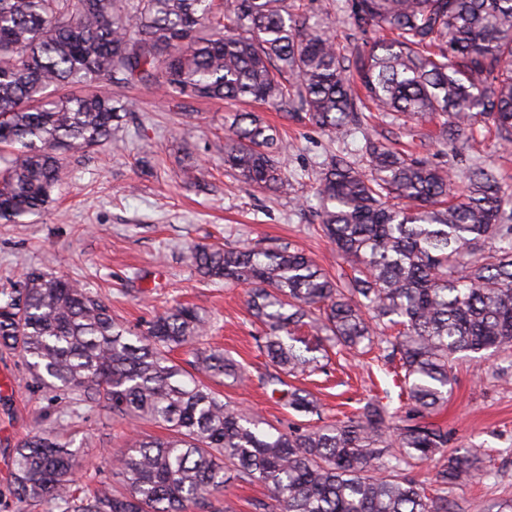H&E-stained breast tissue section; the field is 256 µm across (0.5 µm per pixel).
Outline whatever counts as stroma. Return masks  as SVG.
Returning a JSON list of instances; mask_svg holds the SVG:
<instances>
[{
    "label": "stroma",
    "instance_id": "stroma-1",
    "mask_svg": "<svg viewBox=\"0 0 512 512\" xmlns=\"http://www.w3.org/2000/svg\"><path fill=\"white\" fill-rule=\"evenodd\" d=\"M131 110L125 127L104 145L70 154L68 179L53 192V203L23 224L0 223V289L16 284L26 269L67 276L99 295L127 326L145 328L155 314L175 303L197 308L211 329L207 343L224 348L245 369L244 383H214L221 399L287 428L293 416L277 404L261 377L265 359L256 348L261 326L246 305V286L213 283L190 267L191 246L241 247L255 243L303 250L330 276L349 274L334 247L317 230L314 194L323 160L362 146L356 132L339 139L308 121L243 101L171 98L157 86H113ZM255 111L284 135L288 147L280 166L293 183L290 194L244 186L224 168V118ZM370 131L394 146L435 150L437 123L399 126L372 121ZM193 162L197 182L181 178ZM512 350L475 363L460 361L448 406L436 420L448 427L458 448L484 458L487 477L465 479L449 489L455 512H496L512 503ZM13 387L0 396V460H11L27 436L49 432L68 420L79 449L78 485L122 489L112 464L126 449L127 424L97 407H79L70 392H49L26 373L22 358L0 348V372ZM323 406L325 420L351 414L361 399L397 397L390 375L370 358L332 359L326 371L296 379Z\"/></svg>",
    "mask_w": 512,
    "mask_h": 512
}]
</instances>
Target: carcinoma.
<instances>
[{
  "label": "carcinoma",
  "mask_w": 512,
  "mask_h": 512,
  "mask_svg": "<svg viewBox=\"0 0 512 512\" xmlns=\"http://www.w3.org/2000/svg\"><path fill=\"white\" fill-rule=\"evenodd\" d=\"M362 36L342 46L288 0H0V221L45 210L67 176L63 155L107 141L127 117L112 84L159 85L170 96L252 100L293 108L343 136L373 110L395 122L441 120L438 141L468 161L454 172L367 134L361 154L325 162L316 193L321 229L354 272L332 279L291 248L195 245L205 279L249 286L263 326L262 382L301 421L282 430L223 400L170 352L207 334L192 307L172 306L146 329L112 317L104 301L63 275L26 271L3 292L0 347L51 391L119 420L148 421L116 469L124 491L73 490L69 423L16 448L11 490L64 512H207L231 480L257 482L255 512H449L448 488L481 471L479 455L448 451L430 421L448 402L455 363L512 347V192L474 155L472 126L492 123L512 145V0H346ZM65 86L80 95L57 94ZM278 129L254 112L225 119L224 167L243 184L291 186ZM308 326L313 345L297 335ZM368 353L401 371L403 407L369 397L327 423L321 404L284 377L324 365L323 344ZM194 369L244 379L217 347ZM437 462L427 481L415 466Z\"/></svg>",
  "instance_id": "1"
}]
</instances>
